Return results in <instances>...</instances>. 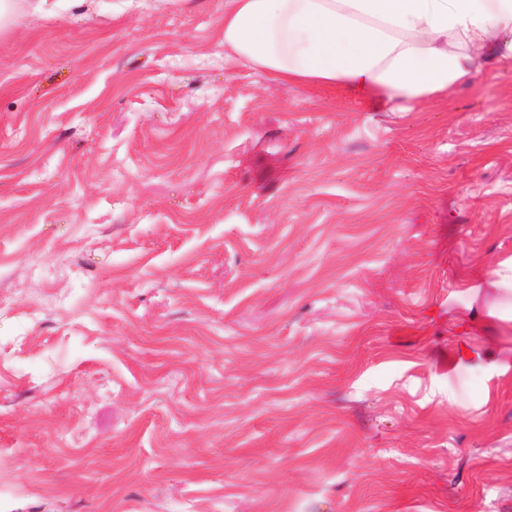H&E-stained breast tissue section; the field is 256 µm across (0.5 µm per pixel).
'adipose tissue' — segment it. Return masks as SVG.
Masks as SVG:
<instances>
[{
  "label": "adipose tissue",
  "mask_w": 512,
  "mask_h": 512,
  "mask_svg": "<svg viewBox=\"0 0 512 512\" xmlns=\"http://www.w3.org/2000/svg\"><path fill=\"white\" fill-rule=\"evenodd\" d=\"M224 47L272 79L404 112L486 54L512 60V0H227Z\"/></svg>",
  "instance_id": "obj_1"
}]
</instances>
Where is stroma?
Segmentation results:
<instances>
[{
  "label": "stroma",
  "instance_id": "35a3bbf8",
  "mask_svg": "<svg viewBox=\"0 0 512 512\" xmlns=\"http://www.w3.org/2000/svg\"><path fill=\"white\" fill-rule=\"evenodd\" d=\"M0 35V512H512V60L388 112L224 51L226 0ZM468 352H471V355H468ZM456 354L461 358H468L476 361L486 369L497 374H504L509 371L510 368L512 369V345L499 346L496 357L490 362L485 361L484 358H486V353L482 348L472 347L466 343H461L457 347Z\"/></svg>",
  "mask_w": 512,
  "mask_h": 512
}]
</instances>
